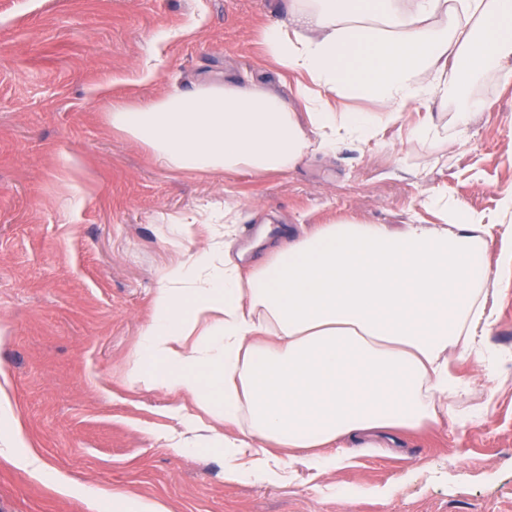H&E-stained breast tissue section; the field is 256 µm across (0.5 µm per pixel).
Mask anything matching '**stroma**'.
Masks as SVG:
<instances>
[{
	"label": "stroma",
	"mask_w": 512,
	"mask_h": 512,
	"mask_svg": "<svg viewBox=\"0 0 512 512\" xmlns=\"http://www.w3.org/2000/svg\"><path fill=\"white\" fill-rule=\"evenodd\" d=\"M288 0H0V393L25 447L92 490L165 501L171 512H512V281L495 301L489 335L499 358L485 372L465 360L458 412L419 431L370 437L349 463L313 474L290 465L275 484L236 482L221 457L180 453L179 396L127 384L125 368L151 313L163 270L209 242L236 206L242 265L269 243L354 218L404 224L427 193L511 224L512 79L495 75L434 103L450 119L462 99L490 101L463 140H417L405 113L379 143H344L296 169L256 177L160 166L112 131L114 97L145 101L207 75L244 74L280 85L260 34L287 18ZM194 224L173 235L169 219ZM0 512H91L0 457Z\"/></svg>",
	"instance_id": "35a3bbf8"
}]
</instances>
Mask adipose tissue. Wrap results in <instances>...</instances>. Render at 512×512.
<instances>
[{"label": "adipose tissue", "instance_id": "adipose-tissue-1", "mask_svg": "<svg viewBox=\"0 0 512 512\" xmlns=\"http://www.w3.org/2000/svg\"><path fill=\"white\" fill-rule=\"evenodd\" d=\"M266 53L296 74L291 97L256 80L176 89L113 102V130L169 169L262 177L295 169L345 140L369 144L405 112L465 88L483 74L512 77V0H289L286 24L262 33ZM347 98L377 102L353 112ZM475 100L451 126L427 119L413 137L466 136ZM444 217L411 216L394 228L343 220L270 248L249 270L232 240L168 266L126 379L193 406L183 452L216 451L240 482L281 480L274 451L317 472L341 467L342 443L453 416V360L485 366L497 318L489 300L512 278V229L494 235L483 215L429 193ZM499 237L497 255L488 241ZM0 456L60 492L85 488L50 473L7 405ZM95 512H171L165 502L103 491Z\"/></svg>", "mask_w": 512, "mask_h": 512}]
</instances>
